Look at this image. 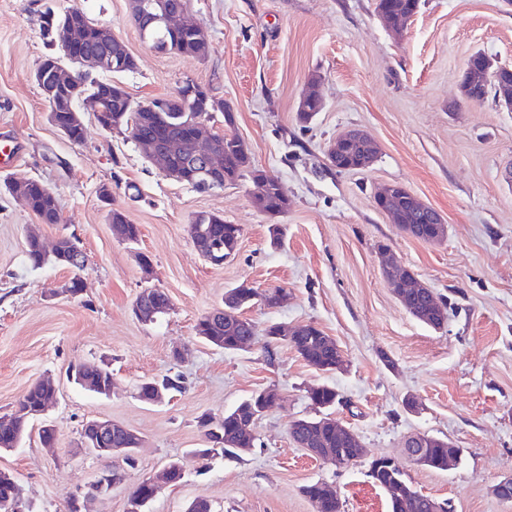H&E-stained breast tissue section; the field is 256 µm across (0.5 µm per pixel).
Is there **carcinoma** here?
<instances>
[{
    "label": "carcinoma",
    "mask_w": 512,
    "mask_h": 512,
    "mask_svg": "<svg viewBox=\"0 0 512 512\" xmlns=\"http://www.w3.org/2000/svg\"><path fill=\"white\" fill-rule=\"evenodd\" d=\"M140 17L134 21L140 35L148 39L155 49L160 52H170L182 56L201 58L208 53V44L197 40L196 35L189 30H170L162 22V17L168 10L177 8L178 0H136ZM421 0H375V12L385 22L391 21L400 15H415L420 8ZM100 24L92 19L81 21L79 49L96 52L104 61L101 73L117 74L119 72H132L137 68L135 57L128 51L126 45L116 41L108 44L102 41L99 33ZM44 38L52 47L60 41L70 38L71 20L64 12L46 10L41 20ZM462 94L467 100L484 102L496 95L484 84L480 54L472 56V64L465 74L462 82ZM65 95L71 98H95L103 109L98 122L109 124L122 131L129 128L134 130V141L149 139L152 141H169L186 132L185 110L195 112L223 111L224 103L216 100L210 92L194 83L187 82L178 90L168 96L156 98L151 101L153 110L149 112H129L126 109V99L115 90V85L106 80L93 79L87 83L75 84ZM320 112L316 103L306 100L299 101L297 118L300 123L308 124ZM54 119L58 126L66 131L65 137L73 143H81L85 138V125L83 118L74 117L71 112H56ZM217 141L221 146L220 153L215 159V166L224 171V180L234 182L244 176L251 167V156L248 145L244 140L234 134H219ZM187 157L183 153L175 155L173 165L182 170L185 183L201 192L211 191L209 179L196 173V169L186 166ZM27 207L39 222L43 224L58 223L57 210L47 202L46 187L36 179L29 180L27 186ZM390 205L397 211V224L406 233L426 243H436L444 239L446 227L442 224H425L422 222L426 211L422 204L415 201H404L396 196L390 200ZM288 201L281 198L276 187H270L264 198L256 202V208L261 212L277 211L281 214L288 210ZM110 224L122 226L124 240L135 243L138 241L141 230L138 225L128 219L123 210L111 208L109 210ZM190 229L194 236L209 240L221 247V256L229 258L237 251L241 228L237 224H226L224 218L215 213L201 212L196 215ZM63 251L66 257H46L40 249L39 240L31 235L27 241V257L35 267L48 262L67 267L74 272L70 281L69 292L73 295L81 291L82 280L79 272L83 270L85 258L79 240L74 236L62 237ZM259 296L256 289L240 285L225 292L224 312L214 315L211 312L203 315L195 326L196 335L206 343H215L227 351L236 350L237 344L247 336L256 335L253 322L243 317V311L249 307L253 300ZM434 293L426 288L414 295H406L401 302L408 312L419 322L433 328L440 329L446 319L433 314L431 298ZM298 354L310 364L322 366L325 371H332L336 364V351L324 348L320 351L308 352L301 348ZM54 389L40 382L32 384L23 396L17 401L19 409L14 419L7 425L0 424V444L7 447H18L25 436L31 421L35 419L34 411L45 399L53 395ZM253 397L242 400L235 407L224 413V418L213 422L209 418H202L199 426L208 430L214 428L221 432L223 443L219 448H203L198 450L199 456L205 458L218 453L245 454L256 446V436L252 427L244 426L245 417L251 407ZM312 404L325 410L324 417L331 418V410L339 402L336 389L320 386V390L310 396ZM293 436H306L313 442V447L329 449L336 453H346L350 443L336 435V427L324 423L319 428L306 430L295 423L291 427ZM424 466L435 471L448 470V441L434 438L428 442ZM371 478L379 485L392 484L395 480L401 481L400 495L390 499V512H432V503L428 498H421L407 483L400 472L390 466L381 465L373 460L370 463ZM301 493L314 506L315 512H340V503H323L321 500L319 482H311L301 487Z\"/></svg>",
    "instance_id": "cac0c4a2"
}]
</instances>
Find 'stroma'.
<instances>
[{"instance_id": "35a3bbf8", "label": "stroma", "mask_w": 512, "mask_h": 512, "mask_svg": "<svg viewBox=\"0 0 512 512\" xmlns=\"http://www.w3.org/2000/svg\"><path fill=\"white\" fill-rule=\"evenodd\" d=\"M49 6L78 7L124 41L137 67L118 80L134 101L170 95L189 80L224 101L235 122L225 125L218 112L210 129L246 142L253 168L283 187L287 211H258L248 174L216 193L167 179L129 132L102 129L91 112L83 115L84 141L65 139L33 79L51 51L40 29ZM188 8L207 35L206 57L153 49L131 23L128 0H0V140L21 147L0 181H41L61 215L60 223H39L0 190V413L42 376L59 389L47 418L57 429L54 446L41 444L43 421L34 420L18 448L0 452V470L14 474L32 512H69L71 497L108 466L80 444L84 421L102 417L143 442L127 481L96 499L93 512H127L131 482L173 458L184 478L147 512H186L201 494L212 512H314L300 488L318 480L336 488L341 512H389L386 491L369 475L379 456L454 512H512V501L492 493L512 475V109L461 96L474 53L512 67V0H421L399 35L377 18L375 0H188ZM315 76L324 108L305 126L297 106ZM348 128L367 131L378 152L368 168L339 173L326 145ZM384 184L435 208L445 239L429 244L393 224L373 201ZM104 185L108 204L99 196ZM114 206L139 225L138 242L113 235ZM201 212L242 229L223 265L195 250L189 226ZM33 227L48 247L66 234L79 239L86 257L79 294L67 290L71 270L30 265ZM384 249L446 300L443 329L401 304L382 273ZM141 253L150 270L139 264ZM243 283L260 293L282 288L286 297L246 309L257 335L241 350L198 339L197 320ZM148 286L166 291L171 307L144 322L132 308ZM307 322L333 338L341 369H315L283 343L267 348L268 325ZM85 362L108 365L111 395L70 378ZM175 375L183 392L158 404L139 399L141 382ZM321 385L335 387V416L364 448L342 470L290 435L294 421L317 415L309 391ZM265 388L280 399L256 421V447L202 463L196 451L210 442L200 417L220 419ZM416 433L460 448L458 465L440 472L410 461L404 444Z\"/></svg>"}]
</instances>
